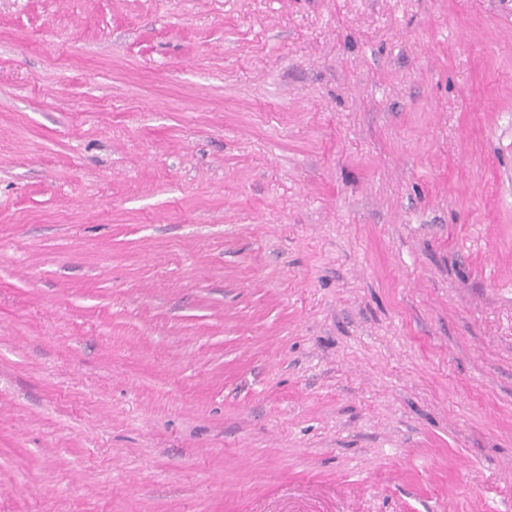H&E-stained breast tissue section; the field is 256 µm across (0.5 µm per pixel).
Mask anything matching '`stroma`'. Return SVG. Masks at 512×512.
<instances>
[{
  "label": "stroma",
  "instance_id": "obj_1",
  "mask_svg": "<svg viewBox=\"0 0 512 512\" xmlns=\"http://www.w3.org/2000/svg\"><path fill=\"white\" fill-rule=\"evenodd\" d=\"M0 512H512V0H0Z\"/></svg>",
  "mask_w": 512,
  "mask_h": 512
}]
</instances>
